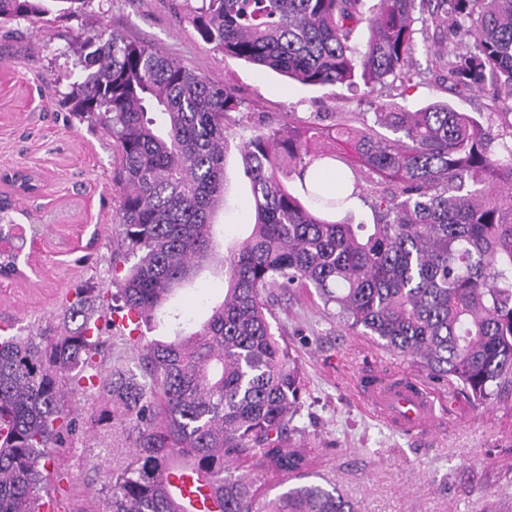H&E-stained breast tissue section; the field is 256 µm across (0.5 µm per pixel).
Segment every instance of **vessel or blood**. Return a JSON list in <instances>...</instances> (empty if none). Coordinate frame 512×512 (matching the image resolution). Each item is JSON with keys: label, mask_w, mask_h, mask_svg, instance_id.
I'll use <instances>...</instances> for the list:
<instances>
[{"label": "vessel or blood", "mask_w": 512, "mask_h": 512, "mask_svg": "<svg viewBox=\"0 0 512 512\" xmlns=\"http://www.w3.org/2000/svg\"><path fill=\"white\" fill-rule=\"evenodd\" d=\"M359 389L370 408L400 430L430 431L441 422L434 393L418 382L369 372L361 377Z\"/></svg>", "instance_id": "1"}]
</instances>
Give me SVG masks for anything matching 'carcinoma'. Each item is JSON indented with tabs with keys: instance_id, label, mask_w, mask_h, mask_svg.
Wrapping results in <instances>:
<instances>
[{
	"instance_id": "obj_1",
	"label": "carcinoma",
	"mask_w": 512,
	"mask_h": 512,
	"mask_svg": "<svg viewBox=\"0 0 512 512\" xmlns=\"http://www.w3.org/2000/svg\"><path fill=\"white\" fill-rule=\"evenodd\" d=\"M88 0H0V27L59 23ZM200 0L187 20L215 51L304 86L368 89L397 77L413 50L416 3L475 53L444 49L435 64L456 91H492L512 117V0ZM366 24L362 47L353 31ZM84 73L64 94L115 148L119 187L110 267L116 292L74 291L62 322L0 335V512H40L46 465L64 459L83 421L72 395L100 399L94 422L135 448L112 470L107 512H353L336 482H308L293 424L302 379L272 329L273 289L314 291L363 336L409 355L475 401L512 391V120L491 135L445 103L405 112L379 105L398 134L337 135L315 126L250 130L239 145L249 180L250 234L222 258L227 288L200 329L107 340L96 322L136 312L149 324L214 259L213 216L224 206V120L233 92L162 49L104 30L68 48ZM386 188L370 226L335 220L347 198L329 190L336 158ZM317 173L310 182L311 166ZM301 183L306 200L288 189ZM16 205L0 197V235ZM116 346L128 348L110 354ZM246 468L235 476L230 468ZM291 482L269 498L264 474Z\"/></svg>"
}]
</instances>
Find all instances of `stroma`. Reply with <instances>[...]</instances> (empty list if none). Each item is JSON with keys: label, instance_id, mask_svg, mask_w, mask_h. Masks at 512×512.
<instances>
[{"label": "stroma", "instance_id": "stroma-1", "mask_svg": "<svg viewBox=\"0 0 512 512\" xmlns=\"http://www.w3.org/2000/svg\"><path fill=\"white\" fill-rule=\"evenodd\" d=\"M81 28L156 45L229 85L240 99L225 120V206L216 217L215 239L220 251L250 221L238 151L246 128L287 122L373 128L378 103L390 101L408 112L445 102L492 133L502 130L487 92H458L444 80L434 53L448 45V30L420 11L413 14L414 52L404 79L371 93L340 84L300 85L211 50L172 0H88L78 17L46 32L25 20L9 24L0 28V172L20 168L41 181L39 193L18 197L14 216L22 226L40 227L38 247L21 255L30 268L23 278L0 277V325L17 331L56 323L71 289L112 286L118 159L98 128L61 101L73 68L65 52ZM223 298V269L207 266L175 295L176 319L144 327L143 334L153 339L173 335L179 323L200 326ZM336 312L318 297L283 291L271 320L301 370L296 443L315 460L317 476L335 480L355 512H512V397L472 402L457 385L430 379L411 357L353 334ZM371 370L424 381L444 401L441 427L409 434L378 418L358 391L359 376ZM131 454L112 428L89 427L65 460L47 466L50 484L62 493L60 512H105V478Z\"/></svg>", "mask_w": 512, "mask_h": 512}]
</instances>
